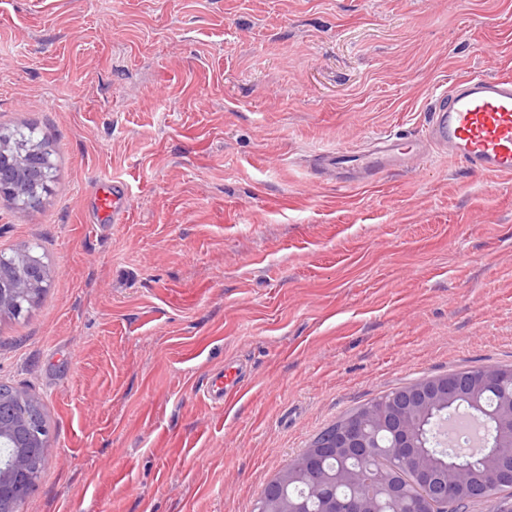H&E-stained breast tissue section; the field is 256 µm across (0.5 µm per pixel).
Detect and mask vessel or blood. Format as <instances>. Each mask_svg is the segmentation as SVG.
<instances>
[{
	"label": "vessel or blood",
	"mask_w": 512,
	"mask_h": 512,
	"mask_svg": "<svg viewBox=\"0 0 512 512\" xmlns=\"http://www.w3.org/2000/svg\"><path fill=\"white\" fill-rule=\"evenodd\" d=\"M428 130L433 145L447 150L451 158L471 171L511 177L512 76H460L438 96ZM406 155L397 139L387 135L359 161L366 171L380 173L401 165ZM129 207L124 181L100 182L94 197L99 223H126ZM239 383L238 372L227 368L216 375L203 394L211 404L221 406L238 393Z\"/></svg>",
	"instance_id": "obj_1"
}]
</instances>
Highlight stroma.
I'll return each mask as SVG.
<instances>
[{
	"instance_id": "35a3bbf8",
	"label": "stroma",
	"mask_w": 512,
	"mask_h": 512,
	"mask_svg": "<svg viewBox=\"0 0 512 512\" xmlns=\"http://www.w3.org/2000/svg\"><path fill=\"white\" fill-rule=\"evenodd\" d=\"M463 74H512V0H0V129L55 151L39 207L0 199V252L39 243L51 275L0 317V383L54 445L23 512H253L352 409L512 365V178L434 147L310 169L422 141ZM107 177L126 223L91 221ZM367 152L369 155L357 154V160L369 173H380L392 166L401 165L410 153L391 135L379 139L375 147ZM239 383L240 376L238 372H232L229 367H225L203 390V394L211 404L223 406L238 393Z\"/></svg>"
}]
</instances>
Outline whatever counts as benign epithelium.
<instances>
[{
  "mask_svg": "<svg viewBox=\"0 0 512 512\" xmlns=\"http://www.w3.org/2000/svg\"><path fill=\"white\" fill-rule=\"evenodd\" d=\"M36 156L48 159L45 149L37 144L31 145L26 156H19L8 148L5 136L0 132V173L8 175V178L0 179V196H9L19 213L35 208L43 201L36 188V176H42L40 183L43 188H48L49 178L42 175L41 166L33 165L32 159ZM17 258L25 266L26 275L16 278L0 275V316L21 313L22 302L33 305L49 285L50 278L42 273L39 257L24 250L17 253ZM477 378L485 386H493L500 380L488 368L470 378L453 373L429 377L419 386L398 393L397 404L393 408L373 414L374 418L394 428L396 446L390 452L413 468L417 482L424 488L422 497L416 500L415 512H455L461 500L483 494L492 482L512 487V460L498 462L482 476L471 475L459 466L452 467L445 478L439 480L431 469L430 460L416 452L418 432L413 423L414 417L436 401L451 404ZM38 405L37 398L25 394L13 398L0 394V447L5 449L0 454V512H20L22 503L38 486V480L33 478V458L38 456L45 461L52 453L49 427L32 414ZM498 416L501 434L507 437L512 447V396L501 404ZM361 448L372 450L363 424L356 418L345 421L340 426L335 451L344 453ZM322 453L323 450L318 448L305 449L300 464L286 468L288 479L301 478L311 485L323 487L325 481L317 471ZM381 491L393 499L402 495L398 487L389 485L386 478L378 474L371 481L369 490L359 497L326 499L324 512H381L377 503V494ZM258 512L301 510L297 502L274 500L259 505Z\"/></svg>",
  "mask_w": 512,
  "mask_h": 512,
  "instance_id": "1",
  "label": "benign epithelium"
}]
</instances>
